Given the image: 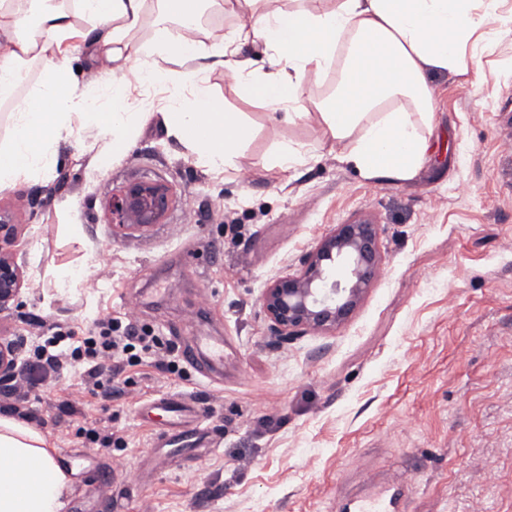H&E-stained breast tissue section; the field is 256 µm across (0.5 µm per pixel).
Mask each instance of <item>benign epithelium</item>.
<instances>
[{
	"mask_svg": "<svg viewBox=\"0 0 512 512\" xmlns=\"http://www.w3.org/2000/svg\"><path fill=\"white\" fill-rule=\"evenodd\" d=\"M176 202L171 185L159 180L139 181L112 194L105 208L112 231L131 235L157 224ZM18 225L7 210H0V313L9 310L23 285V276L11 246ZM338 265L346 267L343 281L333 277ZM382 268L378 225L364 219L338 224L322 237L301 261L294 274L278 277L261 297L263 312L285 341L306 331H327L344 323ZM16 338L0 336V390L16 378Z\"/></svg>",
	"mask_w": 512,
	"mask_h": 512,
	"instance_id": "1",
	"label": "benign epithelium"
}]
</instances>
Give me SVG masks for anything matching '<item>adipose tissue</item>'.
I'll return each instance as SVG.
<instances>
[{"mask_svg": "<svg viewBox=\"0 0 512 512\" xmlns=\"http://www.w3.org/2000/svg\"><path fill=\"white\" fill-rule=\"evenodd\" d=\"M237 0L247 23L208 43L198 31L203 17L223 12L224 0H73V11L57 0H0V76L36 61L41 79L28 100L0 83V104L13 106L12 133L0 142V192L46 176L61 146L74 142L91 99L108 91L112 109L95 113L107 140L97 157L132 145L144 120L132 111V81L162 83L178 78L188 93L163 115L167 132L193 148L212 167L237 157L250 129L238 113L214 98L195 59L216 58L243 93L286 119L303 118L299 101L314 79L329 69L346 37L354 44L347 78L320 107L332 140L350 141L345 159L365 178L407 181L430 158L424 127L434 120L433 71L480 72L477 46L492 30L512 25L505 0ZM157 8L161 38L138 41L133 33L150 8ZM89 33L94 55L106 69L78 91L70 72L67 42ZM262 43L264 66L238 56L245 41ZM405 100L419 114L388 110ZM70 482L46 434L28 421L0 414V512H59Z\"/></svg>", "mask_w": 512, "mask_h": 512, "instance_id": "adipose-tissue-1", "label": "adipose tissue"}]
</instances>
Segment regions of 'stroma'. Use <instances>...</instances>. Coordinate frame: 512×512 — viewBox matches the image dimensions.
<instances>
[{
	"label": "stroma",
	"mask_w": 512,
	"mask_h": 512,
	"mask_svg": "<svg viewBox=\"0 0 512 512\" xmlns=\"http://www.w3.org/2000/svg\"><path fill=\"white\" fill-rule=\"evenodd\" d=\"M478 52L479 89L433 74L432 158L409 182L364 178L326 135L317 105L339 66L306 90V119L275 124L202 58L214 97L252 129L231 163L210 168L168 136L174 87L159 85L125 154L67 148L47 177L0 192L22 212L23 286L0 314L21 358L41 323L120 324L136 300L137 332L171 349L167 370L148 353L124 364L111 394L79 366L21 408L54 454L121 460L98 512H340L370 472L394 469L411 482L403 512H512V29ZM285 144L304 159L284 172L274 161ZM145 179L169 183L177 204L113 234L112 193ZM357 217L380 228L379 276L341 326L279 340L264 289ZM101 262L105 277L85 287ZM202 300L209 312L193 321ZM193 336L223 341V364L187 363ZM165 396L198 402L200 455L159 463L163 426L147 409Z\"/></svg>",
	"instance_id": "35a3bbf8"
}]
</instances>
